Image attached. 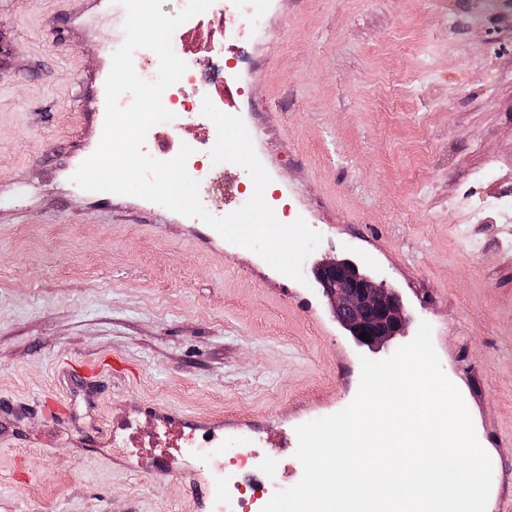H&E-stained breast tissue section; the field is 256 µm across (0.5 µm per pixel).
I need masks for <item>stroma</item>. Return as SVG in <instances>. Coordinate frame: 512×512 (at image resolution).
Returning a JSON list of instances; mask_svg holds the SVG:
<instances>
[{
  "label": "stroma",
  "mask_w": 512,
  "mask_h": 512,
  "mask_svg": "<svg viewBox=\"0 0 512 512\" xmlns=\"http://www.w3.org/2000/svg\"><path fill=\"white\" fill-rule=\"evenodd\" d=\"M244 97L227 100L271 177L277 218L321 236L394 288L405 335L358 345L322 294L203 221L128 195L102 204L73 180L97 146L91 86L126 39L124 6L0 0L13 67L0 70V502L12 512H212L205 463L150 468L119 416L224 435L297 484L295 429L351 403L360 360L432 328L489 455L487 512H512V0H256ZM65 37H58V29ZM203 114L154 125L143 150L211 151ZM199 171L230 214L254 185ZM102 363L96 390L62 368Z\"/></svg>",
  "instance_id": "stroma-1"
}]
</instances>
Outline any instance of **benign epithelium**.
Here are the masks:
<instances>
[{"label":"benign epithelium","mask_w":512,"mask_h":512,"mask_svg":"<svg viewBox=\"0 0 512 512\" xmlns=\"http://www.w3.org/2000/svg\"><path fill=\"white\" fill-rule=\"evenodd\" d=\"M314 285L330 305L336 321L360 345L380 347L400 335L410 316L394 289L361 274L347 260L325 259L309 269ZM364 333L370 341L359 338Z\"/></svg>","instance_id":"obj_1"}]
</instances>
